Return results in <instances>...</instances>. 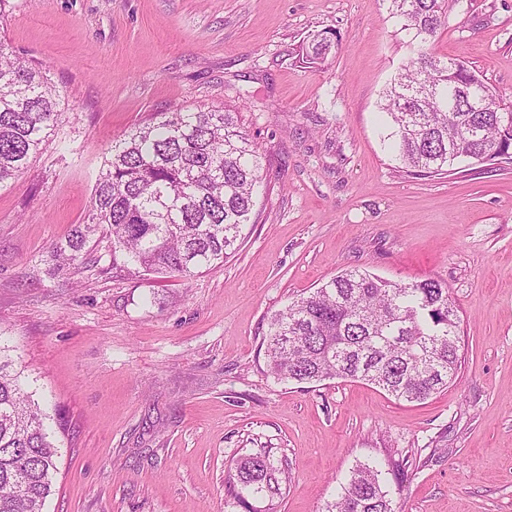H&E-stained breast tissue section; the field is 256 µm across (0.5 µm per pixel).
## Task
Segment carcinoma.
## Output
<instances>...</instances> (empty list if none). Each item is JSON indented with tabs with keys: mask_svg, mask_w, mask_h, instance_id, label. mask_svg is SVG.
<instances>
[{
	"mask_svg": "<svg viewBox=\"0 0 512 512\" xmlns=\"http://www.w3.org/2000/svg\"><path fill=\"white\" fill-rule=\"evenodd\" d=\"M411 56L383 91L388 138L420 176L459 159L483 162L491 149L512 161V102L504 112H469L466 94L491 89L466 63L434 56L427 44L446 23L448 0H389ZM64 112L45 72L0 40V187L28 170ZM262 155L237 113L175 108L115 141L95 180L89 223L55 246L71 266L104 224L112 267L189 276L237 247L260 183ZM461 319L442 280L391 281L349 270L275 312L263 338L268 371L280 381H366L398 400L423 402L461 368ZM58 450L0 355V512H42ZM283 471L267 450L232 461L225 483L242 512H276ZM326 512H394L381 471L359 465Z\"/></svg>",
	"mask_w": 512,
	"mask_h": 512,
	"instance_id": "obj_1",
	"label": "carcinoma"
}]
</instances>
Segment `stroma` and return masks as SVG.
Listing matches in <instances>:
<instances>
[{
  "instance_id": "35a3bbf8",
  "label": "stroma",
  "mask_w": 512,
  "mask_h": 512,
  "mask_svg": "<svg viewBox=\"0 0 512 512\" xmlns=\"http://www.w3.org/2000/svg\"><path fill=\"white\" fill-rule=\"evenodd\" d=\"M325 31L327 59L302 57ZM0 38L65 99L0 188V346L60 450L44 512H239L227 467L265 448L288 475L278 512H324L357 464L398 460L395 512H512V162L395 160L378 106L408 51L388 0H17ZM430 50L512 99V0H449ZM176 106L237 112L263 157L236 251L138 277L113 271L102 225L54 269L113 141ZM351 269L447 283L455 383L407 403L268 374L272 314Z\"/></svg>"
}]
</instances>
